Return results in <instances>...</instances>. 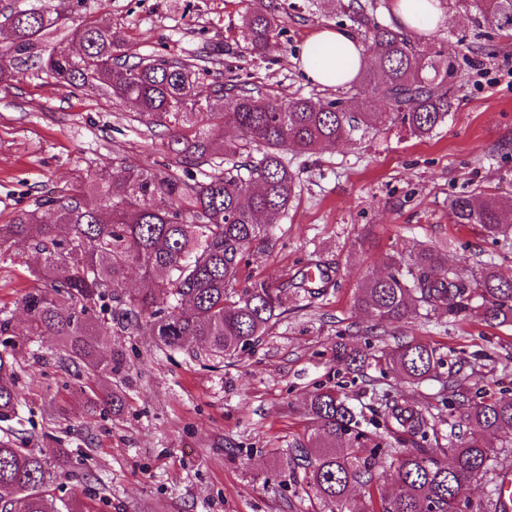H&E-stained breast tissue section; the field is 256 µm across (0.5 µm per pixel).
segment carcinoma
<instances>
[{"label":"carcinoma","instance_id":"cac0c4a2","mask_svg":"<svg viewBox=\"0 0 512 512\" xmlns=\"http://www.w3.org/2000/svg\"><path fill=\"white\" fill-rule=\"evenodd\" d=\"M471 2L482 18L512 28V0ZM386 6L383 0H348L350 21L364 28L367 64L347 95L326 105L304 96L279 103L246 87L227 96L220 80L207 86L200 81L210 73L205 60L133 55L122 50L125 42L111 25L96 20L78 30L83 56H69L61 43L44 54L42 44L69 16L49 8L12 15V45L0 54L1 82L36 67L65 87L97 86L131 108L132 120L171 132L167 147L177 168L105 170L94 181L48 191L33 208L0 224V245L22 242L41 258L21 300L28 335L57 338L60 367L86 375L90 404L114 414L124 408L131 370L122 347L112 344L116 329L134 330L145 322L160 347L173 351L192 339L213 359L234 356L265 335L288 284L274 288L263 281L241 291L235 284L244 254L271 243L270 224L296 196L288 152L314 154L396 120L423 138L445 122L453 107V61L435 45L378 22ZM243 29L252 52L261 55L275 19L266 10L249 11ZM220 100L224 111L217 112L213 102ZM226 119L239 131L238 140L210 137L209 130ZM205 166L209 172L197 179L194 171ZM90 196L98 197L100 207L88 205ZM511 209V197L463 195L451 201L450 218L486 237L506 239L512 225L503 218ZM48 210L54 214L50 223L42 216ZM132 270L153 286L127 291ZM476 297L482 303L470 306ZM355 302L377 327L440 309L501 326L512 324V277L491 265L466 280L455 258L420 248L406 263L393 262L387 274L368 278ZM99 311L110 313L111 322L96 317ZM11 333V317H1L0 422L17 415V385L29 350L28 343L7 339ZM335 357L352 371L368 360L342 341ZM374 361L413 385L437 377L443 366L436 349L416 340L398 342ZM444 389L465 431L446 448H427L435 432L430 412L384 393L368 416L338 389L321 384L304 402L314 432L285 449L281 466L292 476L303 472L316 497L336 512H466L467 487L481 480L491 485L493 512H505L503 473L493 462L512 454V397H472L451 373ZM448 453L450 464L439 458ZM70 459L63 446L50 461L14 434L1 435L0 512H83L54 494ZM386 464L399 491L376 502V471ZM356 486L368 499L351 496Z\"/></svg>","mask_w":512,"mask_h":512}]
</instances>
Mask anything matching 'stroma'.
Returning a JSON list of instances; mask_svg holds the SVG:
<instances>
[{
	"mask_svg": "<svg viewBox=\"0 0 512 512\" xmlns=\"http://www.w3.org/2000/svg\"><path fill=\"white\" fill-rule=\"evenodd\" d=\"M446 18L422 41L442 46L456 71V104L447 121L418 139L398 124L357 132L314 155H294L299 182L287 213L275 223L272 248L252 251L240 265L238 288L255 282H296L320 267L328 280L315 298L288 294L284 312L253 347L217 363L201 347H159L146 330L119 333L132 370L120 414L89 408L81 379L59 368L57 342L31 346L19 393L20 418L9 429L53 456L59 442L72 452L70 473L56 483L65 500L94 495L97 512H329L302 475L280 465L283 449L309 435L304 397L315 385H335L353 404L388 393L436 415L440 443L450 435L441 379L410 385L368 364L338 365L337 341L361 351L419 339L452 362L471 390L512 397V325L436 311L380 335L355 304L369 277L391 258L421 247L451 250L464 278L481 265L512 274V238L492 240L452 223L449 205L472 192L512 196V30L443 0ZM66 40L82 19L120 31L141 55H207L225 84L259 89L286 100L329 101L341 89L306 80L294 59L323 28L351 31L342 10L323 15L312 0H83ZM263 7L279 34L263 56L244 37L241 18ZM165 128H146L97 88L58 84L35 69L0 84V224L46 191L88 180L114 164L172 161ZM38 256L21 244L0 246V310L15 338L27 322L19 306ZM91 444H84V437Z\"/></svg>",
	"mask_w": 512,
	"mask_h": 512,
	"instance_id": "obj_1",
	"label": "stroma"
}]
</instances>
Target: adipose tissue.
<instances>
[{"label": "adipose tissue", "mask_w": 512, "mask_h": 512, "mask_svg": "<svg viewBox=\"0 0 512 512\" xmlns=\"http://www.w3.org/2000/svg\"><path fill=\"white\" fill-rule=\"evenodd\" d=\"M394 23L408 35L418 36L444 20L440 0H394ZM362 47L344 31L321 29L304 43L298 66L305 77L324 87L348 86L360 69Z\"/></svg>", "instance_id": "ef3b65f1"}]
</instances>
